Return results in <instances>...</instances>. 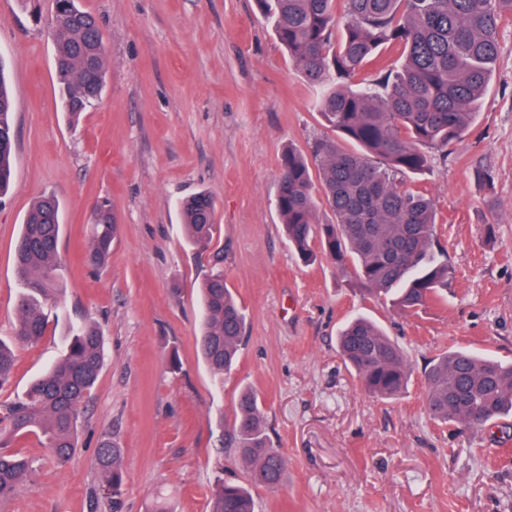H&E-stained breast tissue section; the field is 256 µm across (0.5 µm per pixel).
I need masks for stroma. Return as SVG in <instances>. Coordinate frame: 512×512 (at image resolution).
<instances>
[{"mask_svg":"<svg viewBox=\"0 0 512 512\" xmlns=\"http://www.w3.org/2000/svg\"><path fill=\"white\" fill-rule=\"evenodd\" d=\"M106 42V89L70 125L54 79L48 23L20 0H0V70L14 97V177L0 199V339L17 325L14 247L32 202L61 204L58 303L45 336L17 348L0 402L23 396L56 359L71 324L97 323L105 360L79 446L58 464L26 441L34 469L0 512H111L96 496L100 437L124 450L122 512L165 498L175 512H209L216 478L243 481L220 421L239 392L256 390L267 433L288 459L282 487L255 493L258 512H512V416L482 431L434 422L424 369L471 347L512 361V28L473 125L406 184L436 204V236L454 279L415 311L369 298L352 265L307 266L274 206L284 147L308 151L332 135L317 89L290 59L255 0H79ZM489 170L491 186L474 179ZM208 191L224 278L248 312L240 359L216 387L197 343V288L209 253L190 246L181 198ZM118 223L108 264L85 255L94 207ZM497 227L486 242L479 226ZM377 321L411 367L398 399L367 394L339 356L350 316Z\"/></svg>","mask_w":512,"mask_h":512,"instance_id":"35a3bbf8","label":"stroma"}]
</instances>
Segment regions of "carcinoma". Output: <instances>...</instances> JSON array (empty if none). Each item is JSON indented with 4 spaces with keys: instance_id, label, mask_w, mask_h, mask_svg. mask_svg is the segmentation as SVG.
I'll list each match as a JSON object with an SVG mask.
<instances>
[{
    "instance_id": "1",
    "label": "carcinoma",
    "mask_w": 512,
    "mask_h": 512,
    "mask_svg": "<svg viewBox=\"0 0 512 512\" xmlns=\"http://www.w3.org/2000/svg\"><path fill=\"white\" fill-rule=\"evenodd\" d=\"M258 0L277 40L308 81L323 86L318 110L349 144L314 141L311 152L282 151L275 208L289 246L305 264L327 259L353 263L363 291L407 311L448 289L452 267L434 241L437 211L428 194L404 187L399 176L425 170L435 153L469 131L497 61L503 28L512 25V0ZM70 22L51 26L62 109L76 119L104 91L106 48L94 14L69 0ZM12 94L0 70V197L13 175ZM329 210L335 221L322 220ZM188 242L213 251L200 288L201 358L224 386L245 340L247 310L224 279L222 252L212 250L217 224L204 191L180 203ZM60 203L43 195L29 209L17 238L15 275L22 286L15 340L37 343L46 330L44 309L57 303ZM118 225L92 219L88 261L107 263ZM345 364L369 394H402L410 366L401 347L373 321L355 317L338 336ZM104 339L91 322L73 325L60 357L30 382L23 397L0 405V500L14 494L31 471L18 439L42 436L57 462L78 447L84 403L96 385ZM15 366L14 347L0 341V388ZM425 403L441 425L483 429L512 414V361L460 348L435 358L425 371ZM245 469L241 484L219 477L210 512H256L254 491L281 486L283 453L271 446L256 391L236 400L229 427ZM124 449L105 435L96 449L98 495L122 512Z\"/></svg>"
}]
</instances>
